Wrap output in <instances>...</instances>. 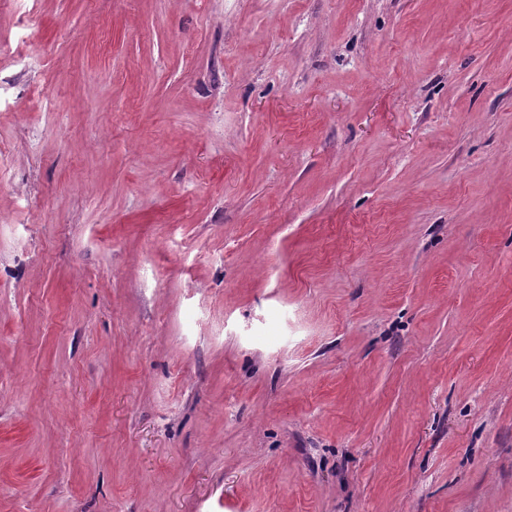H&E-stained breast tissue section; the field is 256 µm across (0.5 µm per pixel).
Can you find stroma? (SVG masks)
I'll return each instance as SVG.
<instances>
[{"mask_svg":"<svg viewBox=\"0 0 512 512\" xmlns=\"http://www.w3.org/2000/svg\"><path fill=\"white\" fill-rule=\"evenodd\" d=\"M0 512H512V0H0Z\"/></svg>","mask_w":512,"mask_h":512,"instance_id":"35a3bbf8","label":"stroma"}]
</instances>
